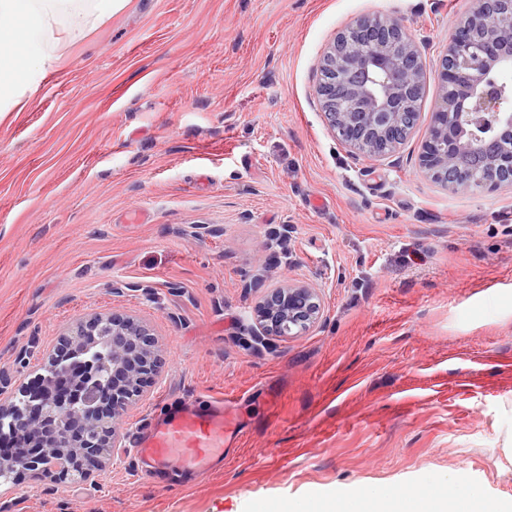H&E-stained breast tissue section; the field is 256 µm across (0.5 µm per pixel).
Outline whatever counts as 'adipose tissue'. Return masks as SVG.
<instances>
[{
    "instance_id": "adipose-tissue-1",
    "label": "adipose tissue",
    "mask_w": 512,
    "mask_h": 512,
    "mask_svg": "<svg viewBox=\"0 0 512 512\" xmlns=\"http://www.w3.org/2000/svg\"><path fill=\"white\" fill-rule=\"evenodd\" d=\"M128 0H0V49H28L24 78L0 66V112L18 109L56 60L58 33L79 36L95 21L121 11Z\"/></svg>"
}]
</instances>
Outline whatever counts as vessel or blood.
Masks as SVG:
<instances>
[{
	"label": "vessel or blood",
	"instance_id": "vessel-or-blood-1",
	"mask_svg": "<svg viewBox=\"0 0 512 512\" xmlns=\"http://www.w3.org/2000/svg\"><path fill=\"white\" fill-rule=\"evenodd\" d=\"M232 432L223 399L199 395L178 406L163 403L137 431L134 445L147 472L201 476L223 459Z\"/></svg>",
	"mask_w": 512,
	"mask_h": 512
}]
</instances>
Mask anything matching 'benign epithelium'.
Segmentation results:
<instances>
[{
	"instance_id": "obj_1",
	"label": "benign epithelium",
	"mask_w": 512,
	"mask_h": 512,
	"mask_svg": "<svg viewBox=\"0 0 512 512\" xmlns=\"http://www.w3.org/2000/svg\"><path fill=\"white\" fill-rule=\"evenodd\" d=\"M406 33L402 19L364 15L344 32L343 42L331 43L320 68L339 69L341 84L318 80L315 93L329 127L355 155L369 161L391 157L414 132L418 113L411 98L426 83V62L417 40L410 36L400 49L393 42ZM512 0H470L466 14L448 36V50L439 70V104L431 113L418 166L434 182L454 193L493 192L512 181ZM252 338L300 336L320 323L323 307L317 288L291 281L273 288L253 309ZM112 336L108 359L113 384L101 390L98 380L105 364L95 358L97 337ZM83 353L82 392L52 402L23 386L22 398L0 403V433L30 438L40 448V426L46 419L58 425L50 448H61L55 466L72 484L95 481L109 461L123 452L122 420L159 373V358L151 329L130 316L94 313L70 323L54 350L39 358L40 366L65 370L67 355ZM37 475L39 458L0 459V475Z\"/></svg>"
}]
</instances>
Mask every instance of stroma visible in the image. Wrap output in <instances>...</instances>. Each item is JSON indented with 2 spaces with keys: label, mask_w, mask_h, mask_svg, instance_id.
<instances>
[{
  "label": "stroma",
  "mask_w": 512,
  "mask_h": 512,
  "mask_svg": "<svg viewBox=\"0 0 512 512\" xmlns=\"http://www.w3.org/2000/svg\"><path fill=\"white\" fill-rule=\"evenodd\" d=\"M468 0H128L0 115V399L64 327L117 312L161 359L98 484L1 486L15 512H322L446 482L512 503V188L421 173L435 65ZM403 19L428 64L390 158L354 156L315 95L358 17ZM299 280L324 320L254 348L255 303ZM236 396L240 439L190 483L140 471L161 402Z\"/></svg>",
  "instance_id": "1"
}]
</instances>
